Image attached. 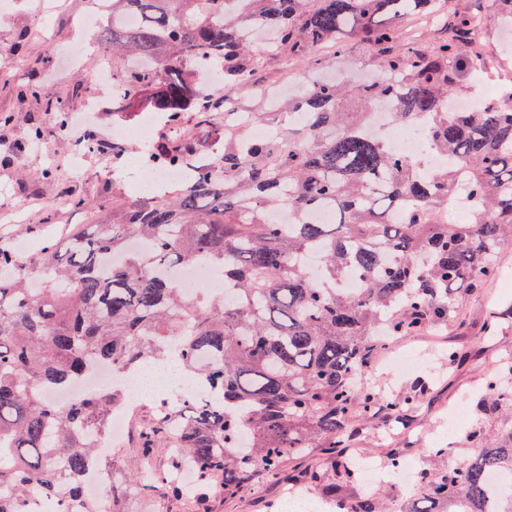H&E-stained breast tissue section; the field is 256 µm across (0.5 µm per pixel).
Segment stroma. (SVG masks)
Wrapping results in <instances>:
<instances>
[{
    "instance_id": "35a3bbf8",
    "label": "stroma",
    "mask_w": 512,
    "mask_h": 512,
    "mask_svg": "<svg viewBox=\"0 0 512 512\" xmlns=\"http://www.w3.org/2000/svg\"><path fill=\"white\" fill-rule=\"evenodd\" d=\"M89 2L65 0L59 10L41 15L34 0H0V113L13 117L10 125L0 126V139L16 147L7 164L0 165V205L26 210L25 223H0V248L13 251L23 240H56L75 225L96 221V214L71 206L69 195L93 201L111 199L116 192L131 200L143 194L130 180L114 177L111 151L90 156L86 163L89 176L75 185L65 173L53 180L43 179L42 153L25 147L29 129L42 119L44 108L42 99L30 94L29 85L36 82L55 90L72 112L96 90V61L88 56L76 64L70 56L83 39L77 21L88 13ZM41 22L56 44L54 54H45L43 44L32 34ZM496 263L497 277L467 296L451 318L396 338L393 351H414L425 358L427 366L401 374L391 369L378 371V388L389 396L420 390L419 404L408 424L378 419L362 423L351 442L353 448L377 458L399 448L424 468L431 467L433 451L440 447L451 448L457 455L468 454L467 435L476 417L470 413L451 434L447 431L448 414L461 401L470 410L475 408L499 358L512 355V245L500 249ZM493 303L503 317L494 335L488 336L483 324ZM450 349L458 354L453 364L445 357ZM278 491V479L265 475L234 498L214 493L191 507L157 491L118 500L106 497L101 505L104 512H271Z\"/></svg>"
}]
</instances>
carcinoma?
<instances>
[{
  "label": "carcinoma",
  "instance_id": "carcinoma-1",
  "mask_svg": "<svg viewBox=\"0 0 512 512\" xmlns=\"http://www.w3.org/2000/svg\"><path fill=\"white\" fill-rule=\"evenodd\" d=\"M112 0V19L94 42L112 58V111L152 89L151 111L215 121L222 105L263 98L248 90L265 57L284 54L299 72L336 62L357 37L385 77L367 84L318 80L280 106L302 113V128L280 125L279 112H247L278 132L252 139L224 122V151L171 191L112 204L70 199L97 210L69 245H46L25 264L0 249V512H28L32 495L58 512H99L87 481L108 467L96 448L107 431L114 391L59 404L55 394L98 366L133 372L148 360L174 358L195 374L200 398L157 414L138 430V445L165 449L167 464L112 489L121 498L155 488L187 500L214 489L234 496L264 472L295 479L292 460L329 456L328 499L338 512H386L381 494L345 496L356 480L339 449L355 424L384 415L406 422L415 394L382 398L355 385L372 372L385 337L444 320L463 296L495 277L494 257L512 244V81L504 101L469 112L448 101L476 89L489 57L476 36L496 24L512 34V0L471 9L458 0ZM135 15L134 28L120 19ZM411 15L442 21L444 35L424 46L406 40ZM224 71L211 107L198 105L200 70ZM44 123L32 139L59 132L61 98L42 87ZM358 103L356 111L348 101ZM392 106L391 119L426 129L432 151L453 161L424 169L422 157L390 150L371 130L369 106ZM188 146H162L168 163ZM288 206V223L272 215ZM335 215L330 224L316 212ZM136 237L143 250H128ZM126 253L122 265L111 263ZM316 260L319 278L306 264ZM205 259L224 272L230 301H187L170 271ZM45 285L28 287L32 277ZM356 277L359 287L342 284ZM512 406V364L485 384L478 411ZM471 453L424 473L407 512H512V429L476 425ZM190 468L187 487L162 476Z\"/></svg>",
  "mask_w": 512,
  "mask_h": 512
}]
</instances>
